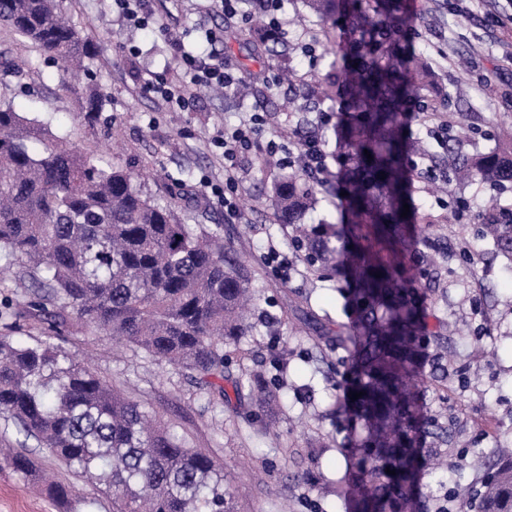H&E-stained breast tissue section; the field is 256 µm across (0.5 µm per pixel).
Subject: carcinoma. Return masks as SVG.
Returning <instances> with one entry per match:
<instances>
[{
    "label": "carcinoma",
    "mask_w": 512,
    "mask_h": 512,
    "mask_svg": "<svg viewBox=\"0 0 512 512\" xmlns=\"http://www.w3.org/2000/svg\"><path fill=\"white\" fill-rule=\"evenodd\" d=\"M303 2L323 22L341 15L351 28L336 130L346 157L347 223H303L318 199L301 170L282 177L268 206L277 223L294 230L307 266L345 283L355 315L351 329L322 328L352 349L350 382L335 410L365 430L361 447L352 449L346 495L351 512H446L430 509L419 489L428 452L421 436L446 446L451 430L422 411L429 315L412 267L416 261L421 271H434L440 253L418 250V225L401 216L409 157L433 159L423 141L406 137L402 122L409 102L421 99L415 84L431 81V71L421 58L402 59L400 0H374L370 11L361 0ZM0 26L74 66L94 53L92 41L61 18L60 0H0ZM34 142L45 150L34 153ZM461 142L458 131L445 144L456 184H512V141L471 157L456 151ZM482 224L512 262V209L489 208ZM2 251L31 290L29 307L47 324L46 338L32 344L0 334V415L22 437L21 450L3 461L60 503L72 499L74 486L23 452L28 443L105 487L113 512H235L223 466L62 350L52 334L71 315L202 383L222 379L229 371L224 347L239 346L257 327L245 315L256 297L236 251L144 197L131 172L97 166L47 126L0 105ZM433 341L430 377L442 382L448 338ZM247 388L259 404L277 403L263 365L249 374ZM353 392L362 397L351 400ZM482 468L488 475L478 490L471 483L458 490L460 506H472L477 494L480 512H512V448L498 449Z\"/></svg>",
    "instance_id": "1"
}]
</instances>
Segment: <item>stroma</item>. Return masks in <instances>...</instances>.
Wrapping results in <instances>:
<instances>
[{
	"instance_id": "obj_1",
	"label": "stroma",
	"mask_w": 512,
	"mask_h": 512,
	"mask_svg": "<svg viewBox=\"0 0 512 512\" xmlns=\"http://www.w3.org/2000/svg\"><path fill=\"white\" fill-rule=\"evenodd\" d=\"M416 37L405 46L423 55L431 69L432 88L447 94L456 120L473 128L460 151L465 155L495 147L512 134V31L492 36L481 0H407ZM155 22L140 29L120 21L111 0H63L66 20L95 44L84 74L75 76L28 42L0 27V55L14 68L0 75V98L17 112L46 125L73 147L93 154L102 166L121 167L138 178L144 196L172 205L177 219L220 233L243 260L258 309L276 316L272 329H258L239 347L227 348L232 372L223 381V405L209 403L208 387L129 345L115 344L101 331L70 324L59 345L68 353L87 355L98 374L128 391L148 412L163 418L193 448L206 449L224 467V484L234 494L236 512H346L344 499L348 451L364 436L362 427L332 414L350 374L346 350L335 349L313 331V323L349 325L353 312L336 279L310 272L296 251L291 229L276 223L261 204L281 174L276 158L266 156V135H259L243 165L240 215L229 219L206 193L203 179L224 180V160L210 147L212 137L236 128L251 111L267 113L277 132L301 130L321 139L327 154V193L306 214L308 224L342 221L336 126L317 125L316 115L338 113L341 99L312 97L306 112H278L276 98L307 92L309 74L325 76L340 61L350 38L344 21L335 25L332 52L309 66L297 50L301 31L322 35L316 17L293 25L287 43H269L255 51L249 34L227 38L223 52L242 76L254 79L246 98L199 93L188 112L162 107L146 85L172 75L176 60L167 26H175L185 49L199 41L200 28L224 23L221 13H203L197 0H153ZM137 55H130V47ZM297 73L294 89L267 88L259 73H278L284 64ZM104 95L97 121L83 106L92 90ZM446 204L429 190L428 179L413 176L411 200L425 228L420 249L447 247L451 258L431 275L419 278L429 312L447 324L452 359L447 391L428 388V415L453 419L454 436L444 454L448 470H425L421 491L442 497L458 481L479 482L473 467L512 442V262L498 254L480 232L487 203L512 205V185L495 188L476 181L466 187L449 183ZM288 259L286 273L266 261L269 249ZM0 333L26 341L43 338L37 312L15 295L13 278L0 284ZM287 347L288 366L277 390L281 408L275 414L256 408L247 393H234L233 381H246L255 361H270L274 349ZM0 512H112L103 488L77 483L69 507L31 491L21 476L0 462Z\"/></svg>"
}]
</instances>
